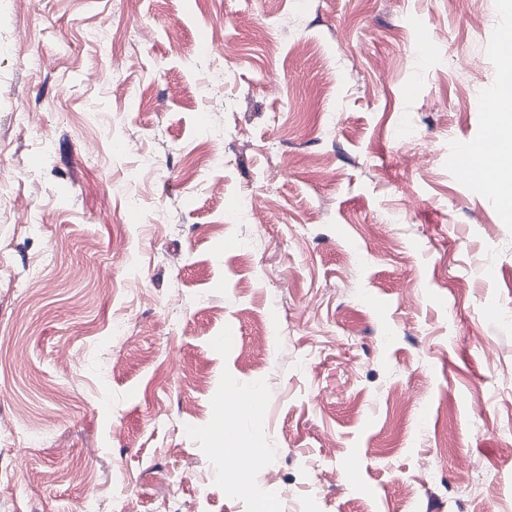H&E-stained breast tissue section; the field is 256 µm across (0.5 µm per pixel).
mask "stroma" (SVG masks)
<instances>
[{
  "label": "stroma",
  "instance_id": "35a3bbf8",
  "mask_svg": "<svg viewBox=\"0 0 512 512\" xmlns=\"http://www.w3.org/2000/svg\"><path fill=\"white\" fill-rule=\"evenodd\" d=\"M510 26L0 0V512H512V222L456 152Z\"/></svg>",
  "mask_w": 512,
  "mask_h": 512
}]
</instances>
